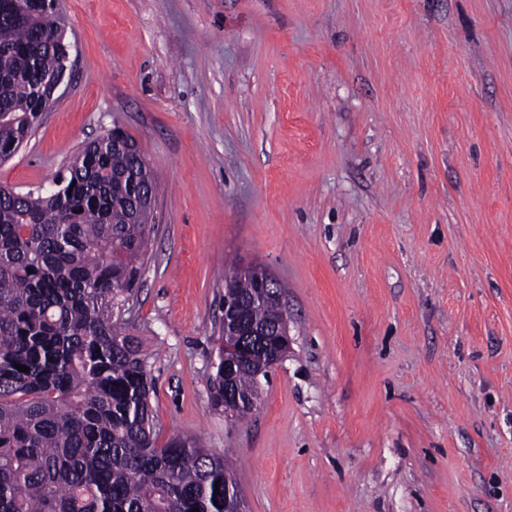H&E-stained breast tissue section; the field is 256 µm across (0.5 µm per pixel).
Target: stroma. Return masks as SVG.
Returning <instances> with one entry per match:
<instances>
[{
  "label": "stroma",
  "mask_w": 512,
  "mask_h": 512,
  "mask_svg": "<svg viewBox=\"0 0 512 512\" xmlns=\"http://www.w3.org/2000/svg\"><path fill=\"white\" fill-rule=\"evenodd\" d=\"M70 74L0 184L119 126L156 180L124 313L158 443L248 512H512V0H58ZM265 267L292 349L211 399L224 278Z\"/></svg>",
  "instance_id": "stroma-1"
}]
</instances>
